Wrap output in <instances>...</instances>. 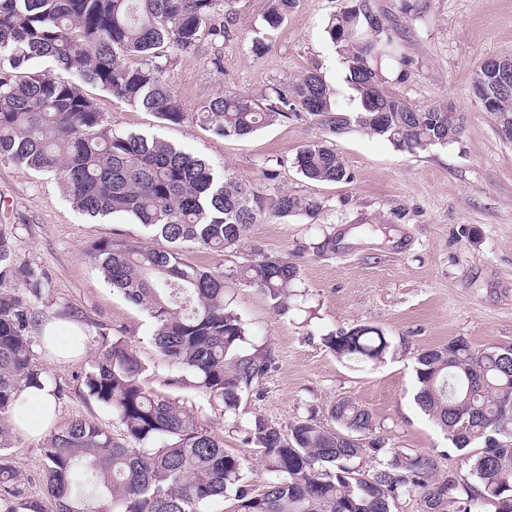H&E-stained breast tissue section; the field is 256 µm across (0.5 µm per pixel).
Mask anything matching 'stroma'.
Returning a JSON list of instances; mask_svg holds the SVG:
<instances>
[{"instance_id":"1","label":"stroma","mask_w":512,"mask_h":512,"mask_svg":"<svg viewBox=\"0 0 512 512\" xmlns=\"http://www.w3.org/2000/svg\"><path fill=\"white\" fill-rule=\"evenodd\" d=\"M374 3L398 28L415 60L408 78L389 83V90L417 108L451 106L463 121L459 142L412 154L352 131L335 140L350 181L316 182L292 165L300 147L327 138L310 119L281 122L241 140L216 137L193 119L198 106L219 93L261 98L310 71L342 88L345 68L326 26L346 0H296L275 29L264 22L270 0H231V37L206 40L194 52L177 55L167 73L191 114L181 124L161 123L101 91L95 98L115 131L157 137L258 189L268 182L265 170L274 169L277 186L321 204L313 217L253 225L237 252L190 255L225 273V294L252 343L267 345L274 357L258 394L243 399L240 422L259 415L285 428L297 417L312 416L329 428L332 406L349 398L371 411L376 435L387 446L430 454L444 478L459 473L461 462L414 403L417 355L460 336L478 348L512 345V140L501 135L494 115L470 87L482 60L512 59V0ZM256 39L266 45L263 55L252 51ZM0 230L12 237L18 260L48 278L41 318L61 320L74 312L85 335L83 353L68 362L36 356L49 383L64 390L59 422L92 418L118 429L111 413L85 398L76 380L108 332L131 343L150 387L216 430L225 450L249 456L251 479H264L256 450L245 443L240 427L223 420L219 405L192 381L170 385L177 370L155 348L150 318L112 290L84 254L99 239L145 241L139 225L118 217L90 219L73 207L54 174L6 161L0 162ZM330 238L335 248H326ZM257 247L300 270L288 311L276 310L241 278ZM358 325L392 336L382 362L348 361L325 346L324 335ZM41 448V441L17 432L7 454L27 478L29 498L53 512Z\"/></svg>"}]
</instances>
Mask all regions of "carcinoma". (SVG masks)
I'll return each instance as SVG.
<instances>
[{"label":"carcinoma","mask_w":512,"mask_h":512,"mask_svg":"<svg viewBox=\"0 0 512 512\" xmlns=\"http://www.w3.org/2000/svg\"><path fill=\"white\" fill-rule=\"evenodd\" d=\"M219 2L0 0V160L53 173L78 210L122 217L149 234L151 246L101 239L87 254L104 281L152 319L160 355L234 418L271 370V350L247 341L225 298L224 272L186 254L235 251L260 220L313 216L321 204L273 184L254 189L163 140L117 132L81 85L165 123L192 115L224 138L308 116L330 135L357 128L416 153L457 141L462 127L448 124V106L419 110L383 87L382 63L401 81L413 59L372 0H347L327 24L347 70L343 94L310 72L261 101L228 91L185 112L166 72L172 54L231 36ZM294 4L270 0L265 23L278 27ZM493 114L499 126L512 125V92L497 98ZM293 164L312 181L350 180L333 143L301 148ZM242 277L284 308L299 268L256 248ZM46 288L44 274L18 261L0 232V414L22 388L46 382L31 334ZM323 342L339 358L368 364L392 347L369 325ZM145 372L131 344L114 336L78 376L83 395L110 411L121 431L78 417L49 435L42 456L55 512H205L216 500L227 502L226 512H392L406 495L420 497L421 512H481L487 503L512 512V419L500 414L512 398L511 345L476 348L458 337L418 354L415 402L461 457L460 473L442 480L430 455L386 447L371 411L340 399L330 410L334 429L310 417L286 431L258 415L248 421L245 442L268 474L257 486L249 458L226 451L213 430L148 387ZM9 441L0 425V512H17L26 494L22 473L3 454Z\"/></svg>","instance_id":"1"}]
</instances>
